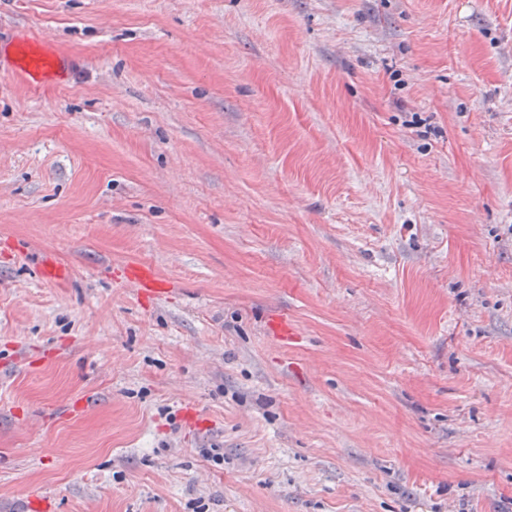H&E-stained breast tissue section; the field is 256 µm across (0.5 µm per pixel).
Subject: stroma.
<instances>
[{"label":"stroma","instance_id":"35a3bbf8","mask_svg":"<svg viewBox=\"0 0 512 512\" xmlns=\"http://www.w3.org/2000/svg\"><path fill=\"white\" fill-rule=\"evenodd\" d=\"M35 498L512 512V0H0V512ZM17 53L20 61L15 64V73L20 78L28 79L34 75L54 74L55 63L37 45L19 42ZM126 279L130 288H135L140 292L147 291L159 296L163 292L162 284L150 268L131 265L127 271Z\"/></svg>","mask_w":512,"mask_h":512}]
</instances>
